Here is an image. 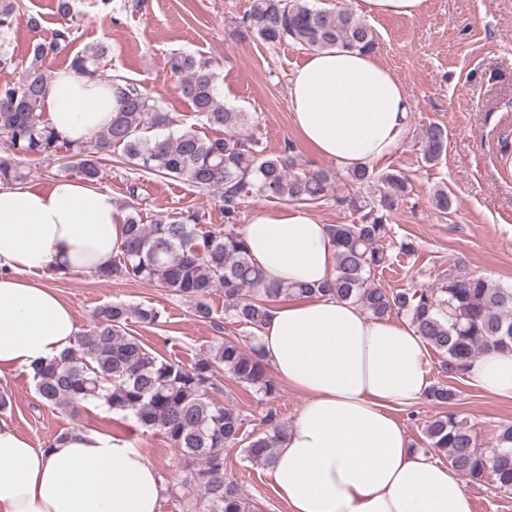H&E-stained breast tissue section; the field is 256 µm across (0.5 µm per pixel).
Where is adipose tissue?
Here are the masks:
<instances>
[{
  "mask_svg": "<svg viewBox=\"0 0 512 512\" xmlns=\"http://www.w3.org/2000/svg\"><path fill=\"white\" fill-rule=\"evenodd\" d=\"M124 87L58 69L42 110L61 139L84 142L111 123ZM289 102L302 142L345 168L390 155L411 110L373 55L338 48L297 68ZM126 219L110 191L78 179L0 184V375L34 373L73 348L75 314L50 281L110 266ZM241 234L270 285L317 286L335 275L336 245L306 208L256 210ZM255 344L274 377L307 397L271 464L290 512H472L464 479L412 447L395 416L430 385L426 343L409 323L330 295L283 296ZM466 379L512 398V354L477 355ZM162 493L157 468L123 439L78 428L36 448L0 420V512H160Z\"/></svg>",
  "mask_w": 512,
  "mask_h": 512,
  "instance_id": "1",
  "label": "adipose tissue"
}]
</instances>
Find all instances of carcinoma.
Instances as JSON below:
<instances>
[{"label": "carcinoma", "instance_id": "cac0c4a2", "mask_svg": "<svg viewBox=\"0 0 512 512\" xmlns=\"http://www.w3.org/2000/svg\"><path fill=\"white\" fill-rule=\"evenodd\" d=\"M19 10V0H0L1 34L12 29ZM244 32L267 44L290 41L311 52L339 48L374 53L379 46L376 31L352 11L316 8L310 0H254ZM73 41L71 27L61 26L51 40L31 46V64L17 81L0 86V136L6 152L0 156V183L23 180L16 165L19 159L64 158L62 167L95 182L101 174L99 155L117 148L139 171L218 192L224 211V223L203 232L194 211L161 215L155 223L144 224L131 208L122 250L109 267L96 271L99 277L155 283L192 302L194 316L217 328L220 324L208 301L216 288L224 290V303L236 322L256 331L265 323L270 303L282 294H330L377 319L404 314L427 345L445 356L441 369L450 375H465L468 360L490 348L512 353V286L461 268L448 269L434 288L391 291L375 282V272L389 265L384 243L391 238V220L408 190V179L400 171L376 175L367 166L351 171L353 182L376 180L380 188L374 198H336L352 220L328 225L337 247L333 279L318 288L265 285L266 274L251 260L241 237V197L255 191L300 205L315 204L327 200L332 175L306 171L291 155L266 154L248 133V113L226 107L219 99V74L211 61L189 53L173 56L171 70L180 78L197 124L170 131L178 119L127 80L120 110L90 144L60 139L42 121L48 81L42 66L48 58L69 55ZM106 54L103 46L77 54L69 68L95 76ZM199 125L222 129L224 136H203ZM421 142L424 161L435 163L447 151L448 129L432 123L422 131ZM159 318L154 307L99 306L92 327L78 337V348L36 369V394L43 403L71 412L83 402L104 399L112 410L130 412L139 426L164 435L187 460L190 481L201 491L184 503L185 512H249L238 484L224 479V448L241 443L246 460L268 465L287 428L270 410L264 428L243 430L240 411L213 398L221 389L217 374L227 372L263 399L273 397L278 385L257 350L246 351L236 338H219L186 366L156 354L128 332L132 319L155 324ZM426 397L446 407L457 393L438 383L429 387ZM424 436L448 466L470 482H490L499 491H512V425L501 426L482 447L467 422L446 413L425 424Z\"/></svg>", "mask_w": 512, "mask_h": 512}]
</instances>
